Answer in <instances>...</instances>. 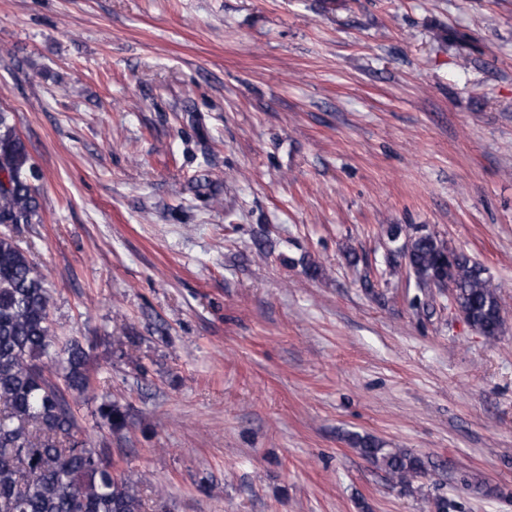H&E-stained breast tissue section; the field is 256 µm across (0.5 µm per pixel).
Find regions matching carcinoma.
Here are the masks:
<instances>
[{
  "mask_svg": "<svg viewBox=\"0 0 512 512\" xmlns=\"http://www.w3.org/2000/svg\"><path fill=\"white\" fill-rule=\"evenodd\" d=\"M39 179L12 113L0 110V512H144L138 482L112 470V460L87 446L70 397L92 389L91 347L57 345L52 294L34 255L9 227L40 222ZM390 267L412 274L420 288L451 281L468 323L489 339L502 331L498 286L485 269L421 229L388 252ZM98 415L109 430L127 415L104 397ZM349 440L390 480L410 486L425 473L422 459L353 433Z\"/></svg>",
  "mask_w": 512,
  "mask_h": 512,
  "instance_id": "cac0c4a2",
  "label": "carcinoma"
}]
</instances>
